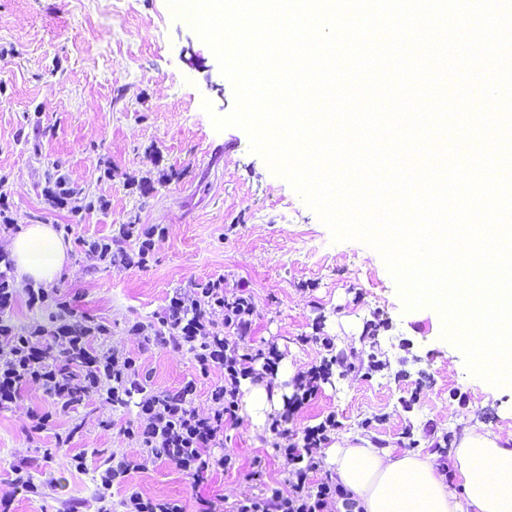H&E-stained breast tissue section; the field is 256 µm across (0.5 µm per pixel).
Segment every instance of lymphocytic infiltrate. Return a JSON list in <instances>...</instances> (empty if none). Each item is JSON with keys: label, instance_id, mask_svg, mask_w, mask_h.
I'll return each instance as SVG.
<instances>
[{"label": "lymphocytic infiltrate", "instance_id": "1", "mask_svg": "<svg viewBox=\"0 0 512 512\" xmlns=\"http://www.w3.org/2000/svg\"><path fill=\"white\" fill-rule=\"evenodd\" d=\"M29 307L54 306L49 325L16 328L9 319L15 295L8 276L0 272V408L16 403L22 386L35 385L52 400L51 410H30L33 431L47 428L56 415L67 412L85 398L97 395L112 403L136 404L145 423L142 432L146 456L166 459L194 483L204 481L214 469L234 468L236 458L225 451L224 427L237 418L242 379L255 373L254 356L240 352L229 333L245 335L251 327L254 305L249 297L226 299L219 284L175 294L168 306L169 340L174 347H189L201 372L219 366L224 382L211 392L214 408L199 415L192 406L196 391L186 382L172 393L155 394L136 358L94 348L105 336L103 324L79 320L70 303L44 288L26 291ZM336 428L334 416L305 431L301 442L288 443L283 452L295 468L287 489L274 488L259 496L239 500L234 512H328L341 502L345 512H363L352 493L340 482L325 479L308 484L309 473L320 465L316 448ZM133 463L110 456L99 474L95 500L97 512H185L180 501L144 497L126 488L119 502H111V488L123 481Z\"/></svg>", "mask_w": 512, "mask_h": 512}]
</instances>
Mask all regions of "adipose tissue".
Returning <instances> with one entry per match:
<instances>
[{"instance_id": "obj_1", "label": "adipose tissue", "mask_w": 512, "mask_h": 512, "mask_svg": "<svg viewBox=\"0 0 512 512\" xmlns=\"http://www.w3.org/2000/svg\"><path fill=\"white\" fill-rule=\"evenodd\" d=\"M68 251V241L54 225H27L9 246L17 282L54 284ZM241 391L244 412L254 426H263L282 405L280 389L246 382ZM326 461L365 512H512V436L466 429L449 455L447 474L435 455L369 442L332 446Z\"/></svg>"}]
</instances>
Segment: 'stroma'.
Here are the masks:
<instances>
[{"label":"stroma","instance_id":"1","mask_svg":"<svg viewBox=\"0 0 512 512\" xmlns=\"http://www.w3.org/2000/svg\"><path fill=\"white\" fill-rule=\"evenodd\" d=\"M0 255L29 224H51L70 245L54 285L78 314L108 328L97 347L136 357L154 392L196 383L199 415L213 407L224 381L216 367L201 373L192 352L144 336L164 329L169 300L197 284H222L226 296L254 303L243 347L276 346L274 386L293 389L295 376L320 366L330 337L348 357L332 367L315 396L289 419L295 434L335 413L331 443L370 440L413 453H440L465 428L512 435V385L471 374L461 351L442 336L434 307L405 309L374 248L334 241L329 228L250 148L246 131L216 130L234 88L217 59L169 0H0ZM211 111H204V103ZM61 173L71 205L48 195ZM163 227L146 265L107 266L90 243L109 239L135 255L137 239H118L120 225ZM143 333L133 330L134 324ZM41 389H22L16 407L0 410V499L9 512H62L92 500L93 471L109 456L135 464L126 483L144 496L199 500L224 508L287 488L293 468L277 451L270 426L238 415L224 429L235 468L199 485L167 460H144L135 407L91 396L48 429L31 430L30 410L46 408ZM71 435L67 445L56 438ZM84 454L86 471L67 463ZM28 460L37 497L12 483L11 467Z\"/></svg>","mask_w":512,"mask_h":512}]
</instances>
